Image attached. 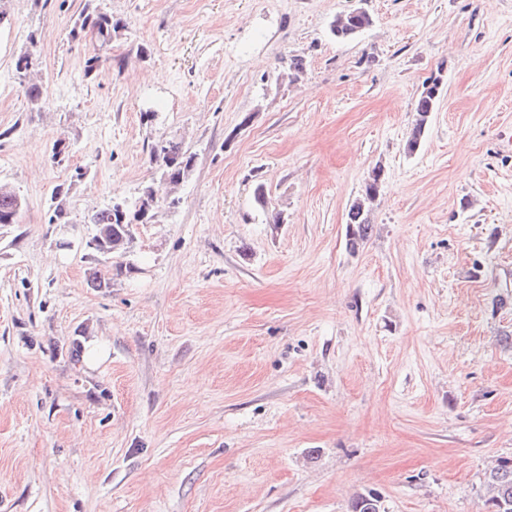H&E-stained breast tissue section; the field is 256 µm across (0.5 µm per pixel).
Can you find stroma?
<instances>
[{"label": "stroma", "mask_w": 512, "mask_h": 512, "mask_svg": "<svg viewBox=\"0 0 512 512\" xmlns=\"http://www.w3.org/2000/svg\"><path fill=\"white\" fill-rule=\"evenodd\" d=\"M99 2L104 51L70 36L85 0H0V182L26 202L0 224V512H350L368 491L480 512L512 458V0ZM359 8L372 26L333 37ZM173 134L195 156L179 205L102 258L88 213L158 183ZM438 78H434L430 84H426L420 92L414 112L416 117L410 136L408 137L404 150L405 153L412 155L418 151L428 128L432 112H434L438 92ZM384 175V174H383ZM381 173L368 174L364 189L349 206L347 213L346 246L352 254L357 253L360 248L369 240L373 231V224H370V216L378 205L380 185L382 182Z\"/></svg>", "instance_id": "35a3bbf8"}]
</instances>
